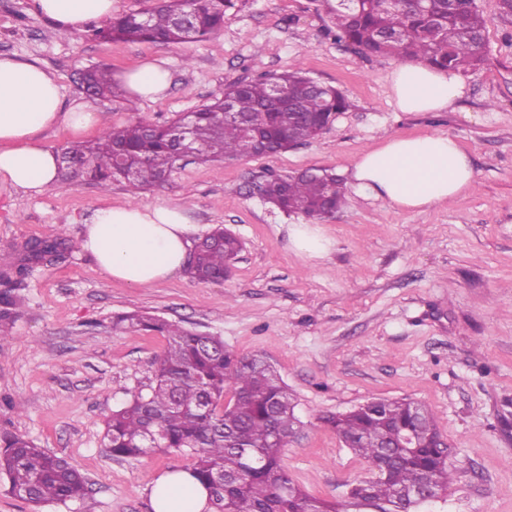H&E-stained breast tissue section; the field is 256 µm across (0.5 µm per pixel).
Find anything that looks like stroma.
<instances>
[{"mask_svg": "<svg viewBox=\"0 0 512 512\" xmlns=\"http://www.w3.org/2000/svg\"><path fill=\"white\" fill-rule=\"evenodd\" d=\"M487 20V63L463 75L464 95L445 112H403L391 95L388 56L367 57L330 35L319 0H233L222 31L162 45L56 35L31 0H0V54L39 63L65 106L85 103L114 125L164 122L228 85L303 69L341 90L351 106L318 137L284 152L203 165L178 161L141 204L184 206L202 238L216 226L243 244L229 278L207 283L180 271L148 288L102 274L77 243L96 209L127 200L124 182L66 169L31 195L0 188V255L18 261L25 242L53 234L73 243L54 262L31 263L13 293L0 341V441L32 440L63 456L88 481L83 498L33 510L0 473V512H152L149 486L187 453L151 451L115 459L101 446L105 422L132 392L154 382L165 340L116 330L138 312L221 337L239 355L263 356L295 397L302 426L281 452L307 493L336 501L366 478L368 464L324 419L373 398H409L438 417L449 446L450 489L418 512H512V14L477 0ZM147 60L171 73L164 97L87 96L79 71L113 75ZM445 132L468 152L469 193L425 211H396L344 183L345 203L318 225L327 255L304 260L290 242L301 214L266 203L268 173L326 169L344 175L387 137Z\"/></svg>", "mask_w": 512, "mask_h": 512, "instance_id": "35a3bbf8", "label": "stroma"}]
</instances>
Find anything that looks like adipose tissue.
<instances>
[{"instance_id": "adipose-tissue-1", "label": "adipose tissue", "mask_w": 512, "mask_h": 512, "mask_svg": "<svg viewBox=\"0 0 512 512\" xmlns=\"http://www.w3.org/2000/svg\"><path fill=\"white\" fill-rule=\"evenodd\" d=\"M113 3L32 0V7L53 22L57 33L72 35L90 21L109 19ZM388 79L404 112H443L463 94L458 74L421 63L397 64ZM59 125L81 132L107 122L83 105L64 108L55 79L37 63L0 57V185L33 194L54 185L57 155L40 135ZM349 174L360 190L400 211L441 205L475 184L468 154L443 132L385 139L362 151ZM192 229L183 208L125 201L96 210L80 246L106 276L146 288L183 268ZM149 498L153 512H205L208 503L204 487L185 473L161 475Z\"/></svg>"}]
</instances>
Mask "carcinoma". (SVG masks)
<instances>
[{"mask_svg": "<svg viewBox=\"0 0 512 512\" xmlns=\"http://www.w3.org/2000/svg\"><path fill=\"white\" fill-rule=\"evenodd\" d=\"M229 0H160L149 9L130 12L90 29L101 41L178 44L187 41L177 19L192 14L198 40L218 34ZM336 39L367 56L386 55L403 62L467 73L487 60L486 19L475 0H429L417 11L404 0H354L347 5L324 0ZM94 95L116 94L107 67L86 71ZM279 87L297 102L302 122L277 109L273 90ZM346 96L332 86L316 89L301 68L261 76L224 88V93L196 110L190 129L192 157L199 163L262 156L245 124L266 115L278 136L277 151L318 136L333 115L348 110ZM182 122L166 124L138 120L112 125L91 142L61 149L65 163L80 161L94 178L121 180L132 194L162 182L174 168L172 137ZM265 199L286 212L323 218L345 201L341 180L326 170L272 176L261 187ZM31 255L62 254L60 236L37 241ZM241 242L218 228L196 247L192 273L200 281L227 276ZM27 267L0 264V296L21 286ZM112 327L139 328L166 338L156 360L155 384L138 391L106 421L103 448L113 457L129 458L155 448L190 452L187 471L208 491L213 512H348L346 505L361 497L381 512H416L413 491L427 484L442 499L448 494V461L431 447L439 436L433 412L417 402L380 399L371 408L360 405L326 419L340 441L369 465L372 476L354 484L347 504L315 498L299 487L281 466V449L288 445L299 419L288 386L258 356L237 355L217 336L185 329L168 321L123 314ZM409 435L413 447L399 448ZM0 471L11 494L36 507L78 499L87 491L85 476L66 458L45 451L24 437H11L0 454Z\"/></svg>", "mask_w": 512, "mask_h": 512, "instance_id": "cac0c4a2", "label": "carcinoma"}]
</instances>
